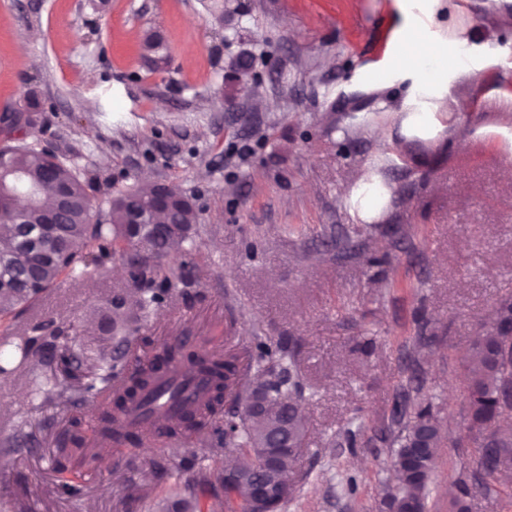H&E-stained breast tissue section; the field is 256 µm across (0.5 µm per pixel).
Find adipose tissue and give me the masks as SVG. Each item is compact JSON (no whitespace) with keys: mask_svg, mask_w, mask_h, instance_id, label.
Segmentation results:
<instances>
[{"mask_svg":"<svg viewBox=\"0 0 512 512\" xmlns=\"http://www.w3.org/2000/svg\"><path fill=\"white\" fill-rule=\"evenodd\" d=\"M442 0H401L403 21L394 33L392 70L408 73L413 83L400 106L402 131L425 139L437 137L442 129L437 114L449 92L448 77L472 69L464 53V40L433 34L431 26ZM392 195L381 182L367 183L356 175L341 199L355 222L379 217Z\"/></svg>","mask_w":512,"mask_h":512,"instance_id":"1","label":"adipose tissue"}]
</instances>
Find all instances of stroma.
Wrapping results in <instances>:
<instances>
[{"mask_svg":"<svg viewBox=\"0 0 512 512\" xmlns=\"http://www.w3.org/2000/svg\"><path fill=\"white\" fill-rule=\"evenodd\" d=\"M436 20L466 38L481 75L453 78L451 119L424 140L377 107H400L412 83L387 77L396 0H0V108L38 104L9 138L85 171L95 214L146 181L194 200L193 244L170 255L186 262L185 279L143 335L216 350L231 337L292 343L310 395L308 444L284 512H387L399 394L429 402L446 438L429 512H448L449 489L471 477L462 362L480 323L512 299V0H443ZM148 32L167 48L164 69L141 56ZM247 55L256 78L245 88L231 70ZM381 125L389 136L374 134ZM236 145L249 146L246 162H228ZM373 170L393 193L357 236L339 197ZM127 286L118 260L61 276L0 330L28 336L51 321L100 359L112 348L104 308ZM53 414L31 404L26 371L0 381V436L25 419L34 437L0 453V502L140 512L128 488L145 477L123 460L162 461L172 497L198 452L190 439L99 449L75 501L55 489Z\"/></svg>","mask_w":512,"mask_h":512,"instance_id":"obj_1","label":"stroma"}]
</instances>
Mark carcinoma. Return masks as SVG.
<instances>
[{
    "instance_id": "carcinoma-1",
    "label": "carcinoma",
    "mask_w": 512,
    "mask_h": 512,
    "mask_svg": "<svg viewBox=\"0 0 512 512\" xmlns=\"http://www.w3.org/2000/svg\"><path fill=\"white\" fill-rule=\"evenodd\" d=\"M142 55L157 69L167 63L164 46L153 33L145 35ZM17 176L38 194L37 201L21 211L15 208L13 197ZM58 186L64 191L65 209L60 233L39 248L29 249L20 242L21 226L45 219L44 198L56 195ZM92 191V185L80 172L54 154L30 144L0 148V316L34 303L63 272L93 275L116 255L130 261L129 273L137 284L121 297L112 313L118 338L129 347L127 358L101 365L73 384L61 381L58 370L42 361L33 350V339L8 332L0 334V375L26 368L33 404L38 408L53 407L55 416L66 422L64 433L69 445L58 444L56 489L70 498L83 494L81 477L73 475L65 461L78 454L85 459V466H91L94 455L88 448L95 435L136 446L156 441L148 430L123 426L115 413L127 415L129 406L154 383L160 370L176 363L206 378V412L199 413L192 404H179L178 416L167 422L166 437L204 438L208 448L235 449L237 461L231 467L211 466L204 457L188 462L179 473L182 493L166 502L163 512H202L201 500L215 497L221 490L228 512H251L249 488L235 474L254 471L260 465L261 448L286 444L298 449L306 445L307 422L296 408L304 387L295 352L287 345L272 346L264 337L255 336L252 346L244 350L230 347L221 353L206 349L187 357L181 344L161 343L153 348L151 357H145L141 346L149 341L138 336L139 326L128 316L129 306L146 315L183 280L182 267L167 265L164 246L191 240L194 209L185 208L180 223L169 225L167 237L162 240L153 235L151 228L159 220L152 191L131 188L113 197L105 224L91 223ZM511 320L512 301L505 300L496 308L492 321L480 327L481 340L472 342L462 378L469 441L483 464L481 474L490 479L500 471L488 464L482 446L489 430L497 453L505 461L503 470L512 469V431L497 426L512 415V410H506L512 359L500 357L502 350H512V335L503 328ZM241 371L248 375L247 386L261 373L274 375V382L260 390L261 410L251 417L225 411L226 402L232 397L230 381ZM98 398L107 404L87 434L82 431L81 421L68 413ZM27 428V422H20L1 438L3 452L18 453L28 447L31 434ZM390 432V445L396 447L392 456L397 478L395 493L406 512H427L433 465L444 442L431 404L419 402L411 406L405 396L398 397L392 407ZM486 488V483L471 488L459 482L456 495L448 501V512H469L471 498Z\"/></svg>"
}]
</instances>
